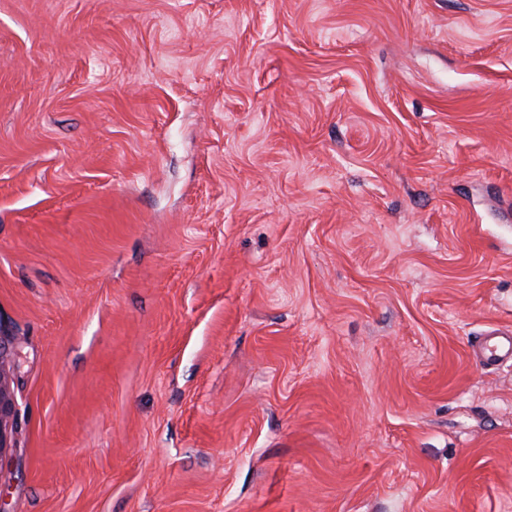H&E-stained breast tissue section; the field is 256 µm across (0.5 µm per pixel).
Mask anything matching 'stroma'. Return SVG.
<instances>
[{"label":"stroma","instance_id":"35a3bbf8","mask_svg":"<svg viewBox=\"0 0 512 512\" xmlns=\"http://www.w3.org/2000/svg\"><path fill=\"white\" fill-rule=\"evenodd\" d=\"M512 0H0V512H512ZM512 333L489 335L477 345L476 356L484 364H496L505 358H512ZM12 401L8 398L2 373L0 371V458L10 446L11 429L8 419L13 415Z\"/></svg>","mask_w":512,"mask_h":512}]
</instances>
